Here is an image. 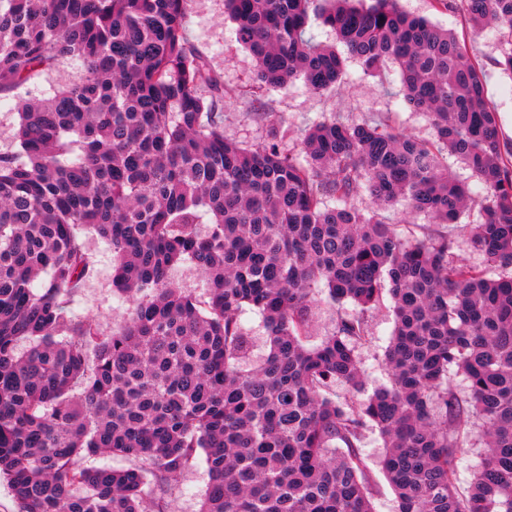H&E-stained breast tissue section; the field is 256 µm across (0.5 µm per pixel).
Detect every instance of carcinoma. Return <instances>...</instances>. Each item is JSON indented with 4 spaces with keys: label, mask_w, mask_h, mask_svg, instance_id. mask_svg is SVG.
I'll list each match as a JSON object with an SVG mask.
<instances>
[{
    "label": "carcinoma",
    "mask_w": 512,
    "mask_h": 512,
    "mask_svg": "<svg viewBox=\"0 0 512 512\" xmlns=\"http://www.w3.org/2000/svg\"><path fill=\"white\" fill-rule=\"evenodd\" d=\"M460 5L494 32L512 75V0H433ZM224 8L260 86L340 83L344 57L306 36L313 16L365 70L396 64L403 101L434 136L331 118L296 154L280 151L288 130L275 124L267 144L244 148L224 137V88L185 42L182 0H0V93L65 57L82 64L53 96L18 100L20 150L0 153V478L17 512H173L199 451L210 472L199 512H374L369 428L398 512H512V142L480 63L398 0ZM448 154L481 194L448 172ZM362 190L368 214L351 203ZM395 205L404 233L382 215ZM416 215L473 217L483 263L460 260L455 239ZM86 229L112 246L113 287L131 301L111 334L70 313L91 270ZM186 260L198 295L173 284ZM323 294L331 329L310 346ZM386 294L388 383L370 389L357 350ZM247 306L269 346L251 368ZM475 419L485 452L462 489L455 467ZM95 456L131 465L79 464Z\"/></svg>",
    "instance_id": "carcinoma-1"
}]
</instances>
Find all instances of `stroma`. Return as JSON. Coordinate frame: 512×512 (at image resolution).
<instances>
[{
  "instance_id": "obj_1",
  "label": "stroma",
  "mask_w": 512,
  "mask_h": 512,
  "mask_svg": "<svg viewBox=\"0 0 512 512\" xmlns=\"http://www.w3.org/2000/svg\"><path fill=\"white\" fill-rule=\"evenodd\" d=\"M400 5L465 37L471 55L483 67L489 101L503 125L512 124V77L498 65L501 54L493 33L472 35L463 11L450 14L437 11L432 0H400ZM184 19L188 45L204 57L211 75L224 87L220 109L224 134L242 146L254 148L266 143L269 127L275 123L288 130L287 138L279 144L281 151L296 152L310 126L333 117L358 124L386 116L395 127L419 140L432 138L427 117L404 103L399 93V70L394 64L367 73L357 60L347 59L339 87L321 94L308 91L299 80L277 89L262 90L255 81L251 54L237 43L232 24L224 18V0H186ZM89 242L93 273L86 287L73 297L70 310L74 318L95 319L109 333L124 324L130 302L112 288L111 247L94 235ZM369 326L372 341L359 351L361 366L368 385H383L387 382L384 353L394 328L388 307L371 312ZM382 451L378 433H367L362 453L374 487V512H396L395 495L378 466ZM208 483L205 460L196 456L173 492L174 512H198Z\"/></svg>"
}]
</instances>
